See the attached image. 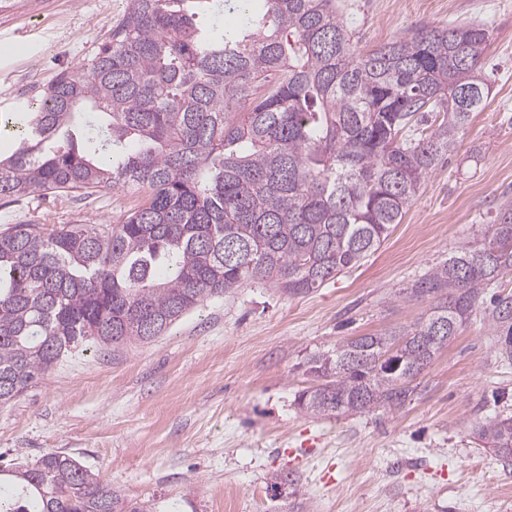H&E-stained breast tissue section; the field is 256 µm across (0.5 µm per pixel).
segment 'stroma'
<instances>
[{"instance_id":"35a3bbf8","label":"stroma","mask_w":512,"mask_h":512,"mask_svg":"<svg viewBox=\"0 0 512 512\" xmlns=\"http://www.w3.org/2000/svg\"><path fill=\"white\" fill-rule=\"evenodd\" d=\"M127 0H20L0 8V116L37 103L60 73L82 72ZM359 49L417 26L487 24L494 86L457 149L428 175L388 238L315 291L250 283L207 298L148 342L65 356L0 404V463L72 457L148 512H512V468L475 447L474 422L512 416V364L475 313L417 377L398 410L303 413L309 355L408 327L427 300L399 298L512 201V0H352ZM130 193L0 197V228L115 222ZM297 494L269 489L275 474Z\"/></svg>"}]
</instances>
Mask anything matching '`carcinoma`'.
I'll use <instances>...</instances> for the list:
<instances>
[{
  "label": "carcinoma",
  "instance_id": "obj_1",
  "mask_svg": "<svg viewBox=\"0 0 512 512\" xmlns=\"http://www.w3.org/2000/svg\"><path fill=\"white\" fill-rule=\"evenodd\" d=\"M188 4L244 23L218 35ZM490 37L482 23L423 25L362 52L336 0H128L83 72L21 113V142L0 158V195L137 193L117 224L0 230V403L64 353L148 341L209 297L260 282L296 297L358 266L485 109ZM509 275L507 200L480 242L402 289L432 302L424 320L312 355L318 382L299 408L403 407L480 307L511 363L512 294L486 300ZM471 435L512 462V417ZM108 507L143 512L57 452L0 467V512Z\"/></svg>",
  "mask_w": 512,
  "mask_h": 512
}]
</instances>
